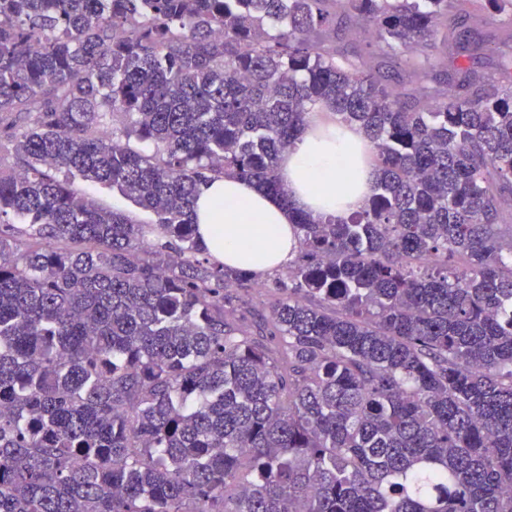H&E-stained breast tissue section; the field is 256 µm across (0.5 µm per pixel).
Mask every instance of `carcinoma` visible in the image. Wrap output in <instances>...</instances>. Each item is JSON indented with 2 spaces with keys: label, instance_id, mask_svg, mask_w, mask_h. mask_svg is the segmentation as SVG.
Instances as JSON below:
<instances>
[{
  "label": "carcinoma",
  "instance_id": "carcinoma-1",
  "mask_svg": "<svg viewBox=\"0 0 512 512\" xmlns=\"http://www.w3.org/2000/svg\"><path fill=\"white\" fill-rule=\"evenodd\" d=\"M470 5L0 0V512H512V89L458 67L407 100L337 51ZM324 99L375 182L347 219L293 211L256 325L194 200L285 196Z\"/></svg>",
  "mask_w": 512,
  "mask_h": 512
}]
</instances>
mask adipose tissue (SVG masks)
<instances>
[{"instance_id":"adipose-tissue-1","label":"adipose tissue","mask_w":512,"mask_h":512,"mask_svg":"<svg viewBox=\"0 0 512 512\" xmlns=\"http://www.w3.org/2000/svg\"><path fill=\"white\" fill-rule=\"evenodd\" d=\"M278 177L287 199L231 175L212 180L198 195L199 240L216 260L257 274L271 272L297 252L292 209L315 218H346L360 210L373 181L370 143L339 121L330 102H316L281 157Z\"/></svg>"}]
</instances>
